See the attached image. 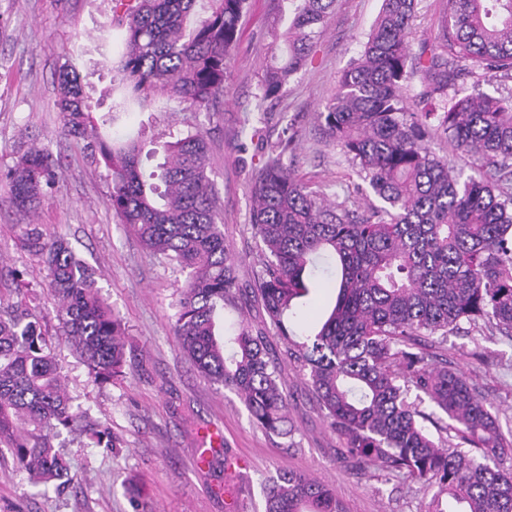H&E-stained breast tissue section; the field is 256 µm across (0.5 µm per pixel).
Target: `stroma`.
<instances>
[{"label": "stroma", "mask_w": 512, "mask_h": 512, "mask_svg": "<svg viewBox=\"0 0 512 512\" xmlns=\"http://www.w3.org/2000/svg\"><path fill=\"white\" fill-rule=\"evenodd\" d=\"M274 6L275 0H248L229 56V94L218 111L199 118L211 147L208 174L221 201L218 224L244 291L259 255L250 176L284 132L295 135L283 158L289 173L314 183L328 202L352 195L359 181L323 134L318 114L338 73L360 56L382 0H336L312 63L258 113ZM110 17L109 0H0V170L12 165L20 143L32 142L50 154L57 172L46 201L30 214L9 204L8 183L0 180V289L11 285L9 270L28 271L31 307L56 327L47 271L24 237L34 226L44 239L63 238L97 270L102 296L129 343L146 356L143 366L100 385L90 381L65 337H56L68 392L91 419L108 421L119 446L99 448L63 433L59 443L73 481L44 496L11 460L0 461V512H264V485L288 471L328 482L347 512H431L437 486L338 457L341 441L294 365L283 371L290 400L282 435L258 425L234 390L208 382L181 353L172 324L187 271L154 255L133 226L119 223L109 205L107 170L64 130L55 106L56 75L69 62L84 78L95 117L108 112ZM192 118L178 101H165L152 112L122 113L112 132L161 139ZM426 353L429 362L461 371L492 406L503 433L512 434L511 337L468 326Z\"/></svg>", "instance_id": "35a3bbf8"}]
</instances>
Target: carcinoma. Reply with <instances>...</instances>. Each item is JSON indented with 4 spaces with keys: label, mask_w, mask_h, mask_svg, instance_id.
I'll return each mask as SVG.
<instances>
[{
    "label": "carcinoma",
    "mask_w": 512,
    "mask_h": 512,
    "mask_svg": "<svg viewBox=\"0 0 512 512\" xmlns=\"http://www.w3.org/2000/svg\"><path fill=\"white\" fill-rule=\"evenodd\" d=\"M112 0L116 31L112 86L124 94L112 111L176 100L184 112H213L228 93L227 59L237 41L246 0ZM415 0H383L364 51L340 74L320 113L328 135L374 200L366 208L324 194L288 174L283 157L293 137L273 145L252 174L251 229L260 243L251 288L264 328L242 322L221 336L224 307L240 286L224 244L218 192L208 169L209 144L200 125L169 133L151 148L137 138L97 131L83 80L60 69L57 106L63 127L104 164L112 180L109 204L122 224L137 228L154 254L188 270L173 324L181 352L213 384L233 388L253 419L281 434L288 391L282 364L305 372L340 454L354 465L379 461L390 473L435 484L448 508L432 512H512V471L490 465L512 447L485 401L463 374L432 366L422 343L442 344L461 323L512 336V94L493 96L482 84L512 79V0H442L441 24L411 56ZM268 32L269 47L285 46L269 65L259 98L275 100L313 59L315 39L335 0H286ZM425 85L418 111L405 95L410 76ZM440 131L473 160L462 178L426 145ZM161 157L148 170L143 160ZM53 164L35 146L6 172L10 205L36 210ZM28 247L48 270L58 330L93 382L124 374L135 350L121 321L99 293L96 271L62 239L36 230ZM336 269L335 304L320 327L298 342L285 320L299 317L310 294L307 278ZM18 300L0 292V457L43 494L72 481L54 441L62 430L90 434L114 448L110 427L85 422L62 380L52 337L31 311L29 283ZM284 341H267L266 327ZM428 399L484 461L447 450L421 424L411 390ZM265 512H345L329 485L288 472L265 489Z\"/></svg>",
    "instance_id": "cac0c4a2"
}]
</instances>
